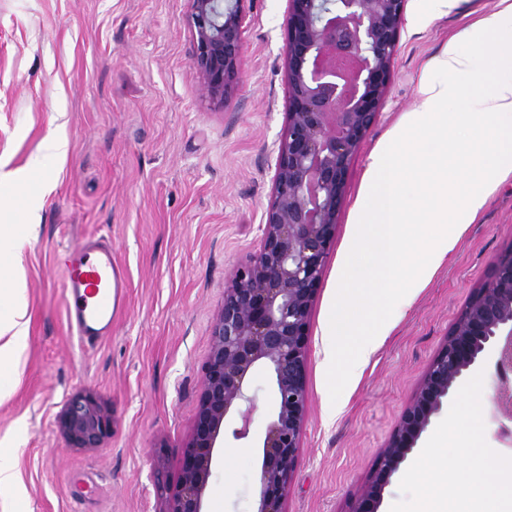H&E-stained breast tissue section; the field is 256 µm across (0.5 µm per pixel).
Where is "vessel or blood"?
Returning <instances> with one entry per match:
<instances>
[{
  "mask_svg": "<svg viewBox=\"0 0 512 512\" xmlns=\"http://www.w3.org/2000/svg\"><path fill=\"white\" fill-rule=\"evenodd\" d=\"M65 313L73 336L93 345L112 333V318L122 306L124 279L111 247L85 240L66 250L62 260Z\"/></svg>",
  "mask_w": 512,
  "mask_h": 512,
  "instance_id": "b4317fda",
  "label": "vessel or blood"
}]
</instances>
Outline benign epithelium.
<instances>
[{
	"instance_id": "1",
	"label": "benign epithelium",
	"mask_w": 512,
	"mask_h": 512,
	"mask_svg": "<svg viewBox=\"0 0 512 512\" xmlns=\"http://www.w3.org/2000/svg\"><path fill=\"white\" fill-rule=\"evenodd\" d=\"M191 63L211 99L240 79L247 0H188ZM406 0H288V112L254 254L224 290L204 383L168 512H202L220 433H250L248 384L267 369L273 395L262 436L254 512H285L306 418L310 314L345 207L350 167L390 93ZM496 354V412L512 417V249L492 262L414 391L349 512H379L386 487L461 379ZM59 426L73 448L102 447L112 418L89 392L72 395Z\"/></svg>"
}]
</instances>
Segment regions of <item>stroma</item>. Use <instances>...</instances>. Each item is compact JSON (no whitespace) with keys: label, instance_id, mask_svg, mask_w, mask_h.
I'll return each instance as SVG.
<instances>
[{"label":"stroma","instance_id":"stroma-1","mask_svg":"<svg viewBox=\"0 0 512 512\" xmlns=\"http://www.w3.org/2000/svg\"><path fill=\"white\" fill-rule=\"evenodd\" d=\"M457 0L428 15L407 0L387 104L354 157L336 239L310 316L307 415L286 512H348L473 288L512 249V176L490 192L452 252L391 327L338 401L323 359L369 157L416 102L425 61L495 11ZM286 0H249L241 80L224 103L191 65L187 0H0V170L14 190L0 225L23 241V268L0 249V314L21 300L29 334L20 366L0 363V452L18 483L0 512H168L195 423L212 327L233 273L256 249L271 191L273 150L288 110ZM60 134L65 159L45 144ZM89 236L112 243L124 303L112 333L84 346L70 335L60 255ZM251 437L213 450L204 512H254L259 440L272 407L268 374ZM493 357L471 369L386 487L379 512H426L430 480L459 512L454 451L437 434L473 400L476 444L501 467L486 512H512V421L496 415ZM96 394L112 412L102 448L71 447L57 424L68 396Z\"/></svg>","mask_w":512,"mask_h":512}]
</instances>
